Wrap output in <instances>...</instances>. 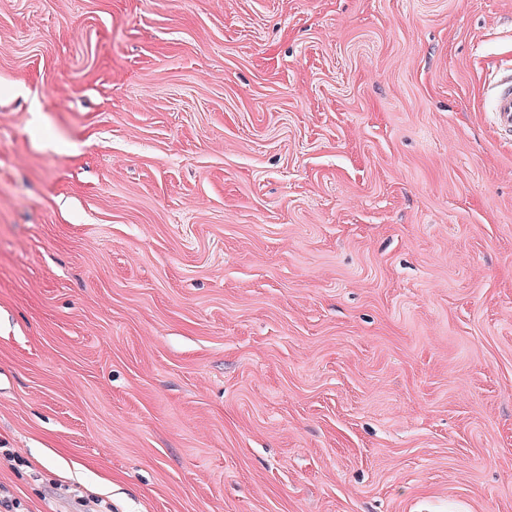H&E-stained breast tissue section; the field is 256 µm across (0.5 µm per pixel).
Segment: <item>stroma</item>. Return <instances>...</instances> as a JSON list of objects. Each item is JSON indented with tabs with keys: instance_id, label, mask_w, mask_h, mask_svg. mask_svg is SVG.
Returning <instances> with one entry per match:
<instances>
[{
	"instance_id": "1",
	"label": "stroma",
	"mask_w": 512,
	"mask_h": 512,
	"mask_svg": "<svg viewBox=\"0 0 512 512\" xmlns=\"http://www.w3.org/2000/svg\"><path fill=\"white\" fill-rule=\"evenodd\" d=\"M512 0H0V498L512 512ZM490 90L489 106L498 131L507 136L512 135V66H503Z\"/></svg>"
}]
</instances>
